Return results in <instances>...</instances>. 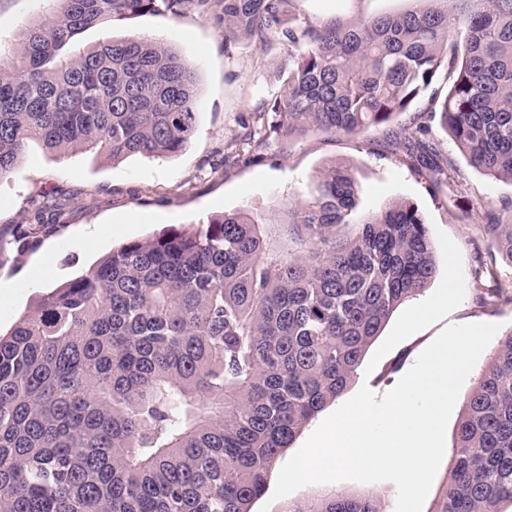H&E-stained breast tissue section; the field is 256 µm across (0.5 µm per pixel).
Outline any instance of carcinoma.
Instances as JSON below:
<instances>
[{
	"mask_svg": "<svg viewBox=\"0 0 512 512\" xmlns=\"http://www.w3.org/2000/svg\"><path fill=\"white\" fill-rule=\"evenodd\" d=\"M221 8L224 42L288 41L285 96L264 139L373 127L441 190L455 163L422 125L394 117L430 92L477 172L512 181V0H444L351 25L285 27L289 0H57L0 62V182L30 142L112 160L169 156L198 115L194 66L147 38L83 31L190 6ZM446 95L435 88L441 73ZM358 185L325 169L308 196L269 213L224 212L133 240L51 289L0 335V512H250L284 450L356 378L372 342L421 294L436 257L418 208L396 201L354 223ZM50 226L6 240L22 253ZM473 284L512 264V215L490 209ZM450 477L432 512L512 504V331L467 397ZM283 512H382L371 492L318 493Z\"/></svg>",
	"mask_w": 512,
	"mask_h": 512,
	"instance_id": "carcinoma-1",
	"label": "carcinoma"
}]
</instances>
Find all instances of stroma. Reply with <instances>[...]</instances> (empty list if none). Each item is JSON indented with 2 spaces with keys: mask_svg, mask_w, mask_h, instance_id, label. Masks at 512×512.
I'll return each mask as SVG.
<instances>
[{
  "mask_svg": "<svg viewBox=\"0 0 512 512\" xmlns=\"http://www.w3.org/2000/svg\"><path fill=\"white\" fill-rule=\"evenodd\" d=\"M412 6L413 0H292L287 23L346 25ZM52 7V0H0V58L15 50L25 21L48 14ZM109 34L154 39L194 64L196 130L184 150L165 157L115 161L93 152L56 153L35 142L29 145L9 178L0 182V231L11 233L43 201L54 204L43 214L54 230L36 250L11 251L0 260L1 332L35 309L42 294L88 270L118 246L224 212L267 209L305 193L325 167L335 164L355 173L356 219L398 200L413 202L437 259L431 282L392 314L344 398L365 385L377 396L387 394L446 325L495 323L501 332L512 330V305L479 309L471 290L477 227L488 207L512 201V182L471 168L427 100L394 123L409 126L415 114H423L432 138L455 155L453 180L439 192L385 147L378 128L355 137L306 132L269 140L263 147L247 141L256 113L284 92L288 55L281 44L266 48L241 41L225 47L223 24L190 7L175 15L146 14L94 28L80 35L78 43L91 45ZM369 488L378 493L384 512H395L397 489L388 481L370 486L350 480L315 483L293 497L302 500L328 489L354 495Z\"/></svg>",
  "mask_w": 512,
  "mask_h": 512,
  "instance_id": "obj_1",
  "label": "stroma"
}]
</instances>
